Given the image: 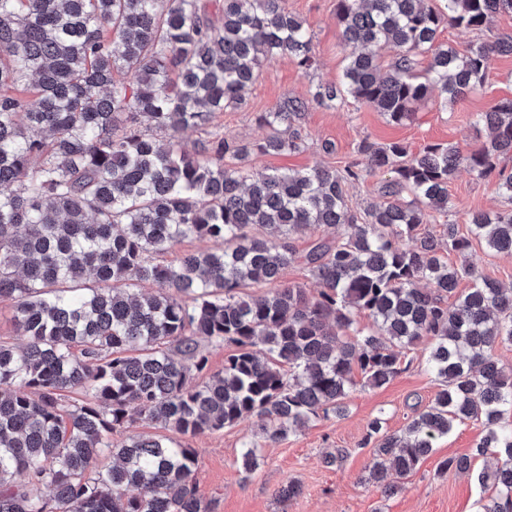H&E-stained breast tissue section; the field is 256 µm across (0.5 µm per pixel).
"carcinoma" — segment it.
Masks as SVG:
<instances>
[{"label":"carcinoma","mask_w":512,"mask_h":512,"mask_svg":"<svg viewBox=\"0 0 512 512\" xmlns=\"http://www.w3.org/2000/svg\"><path fill=\"white\" fill-rule=\"evenodd\" d=\"M442 2L337 0L351 48L343 81L315 85L310 101L334 107L349 95L401 124L434 95L446 107L476 91L491 61L512 55V36L460 53L439 42L440 24L488 29L512 0ZM220 13L216 24L202 0H0V298L14 301L26 338L0 342V512H210L195 450L127 433L134 417L189 436L253 419L257 439L240 458L252 472L258 449L344 414L356 374L384 386L404 371L396 349L425 339L438 390L400 435L369 421V481L398 493L438 439L475 421V448L439 471L492 459L477 474L489 492L482 512H505L512 370L492 349L512 343V289L466 254L476 241L512 255V210L473 212L462 235L445 224L444 240L419 228L448 213V183L462 167L496 177L512 200V173L500 168L512 157V99L476 113L489 139L466 154L364 140L362 160L341 172L257 174L254 152L305 147L299 121L310 101L261 114L272 133L258 145L213 135L190 151L183 135L239 108L263 63L287 55L313 67L312 36L285 0H222ZM376 172L388 175L385 201L359 217L346 184ZM322 228L336 236L297 250L295 235ZM190 237L220 246L163 261ZM292 263L317 293L282 283ZM466 277L472 287L461 290ZM142 283L155 291L130 292ZM201 338L228 350L222 370L210 371ZM72 389L86 399L68 407ZM107 453L118 463L95 469Z\"/></svg>","instance_id":"cac0c4a2"}]
</instances>
